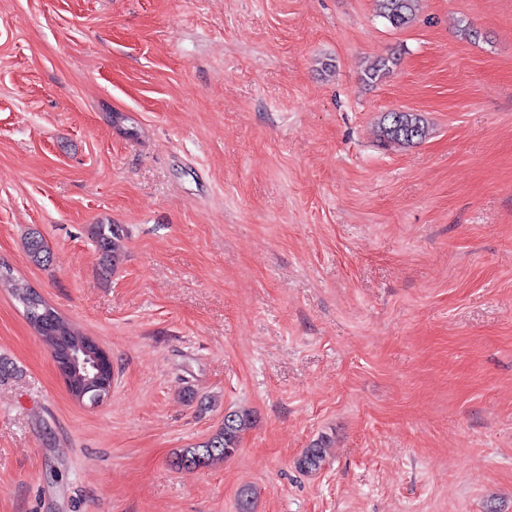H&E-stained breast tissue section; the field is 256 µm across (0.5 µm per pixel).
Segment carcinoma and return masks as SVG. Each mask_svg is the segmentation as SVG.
Returning <instances> with one entry per match:
<instances>
[{
  "instance_id": "cac0c4a2",
  "label": "carcinoma",
  "mask_w": 512,
  "mask_h": 512,
  "mask_svg": "<svg viewBox=\"0 0 512 512\" xmlns=\"http://www.w3.org/2000/svg\"><path fill=\"white\" fill-rule=\"evenodd\" d=\"M380 17L393 28H404L413 22L417 0H376ZM390 75L386 61H380L364 72V80L380 83ZM427 125L422 116L415 112H387L381 119V137L388 144L406 147L417 144L426 138ZM92 239L100 254L102 266L111 272L121 259L122 240L125 229L119 224H95L91 231ZM25 251L29 259L45 266L50 261L49 247L38 231H31L24 239ZM35 290L15 284L13 294L22 305L24 315L34 331L52 352H57L68 343L80 344L88 336L68 324L56 309H46L45 299L33 301ZM233 416L232 426L218 427L204 442L175 452L176 464L208 467L231 457L240 446L241 436L253 422L252 411L238 407L229 411ZM329 440L326 437L312 441L296 459L300 471L313 473L320 470L325 461Z\"/></svg>"
}]
</instances>
